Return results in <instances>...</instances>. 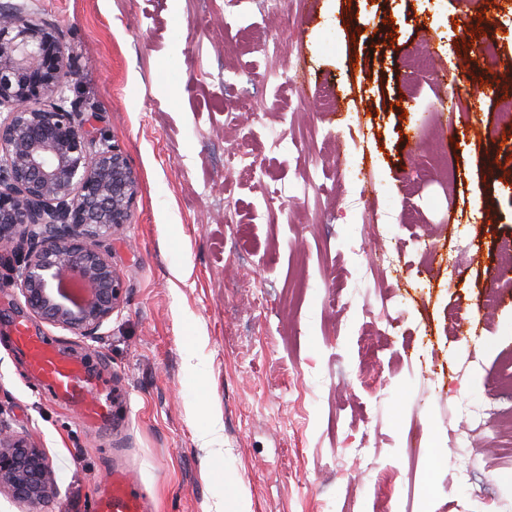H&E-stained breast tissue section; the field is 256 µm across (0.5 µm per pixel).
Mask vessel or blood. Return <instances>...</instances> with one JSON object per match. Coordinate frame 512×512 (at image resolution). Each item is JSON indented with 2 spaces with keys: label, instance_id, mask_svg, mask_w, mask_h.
Returning a JSON list of instances; mask_svg holds the SVG:
<instances>
[{
  "label": "vessel or blood",
  "instance_id": "obj_1",
  "mask_svg": "<svg viewBox=\"0 0 512 512\" xmlns=\"http://www.w3.org/2000/svg\"><path fill=\"white\" fill-rule=\"evenodd\" d=\"M15 341L27 358L29 369L48 391L58 398L79 403L84 421L94 422L105 416L106 404L92 395L87 369L82 361L60 354L47 337L17 329ZM148 503L132 473L123 469L112 472L105 490L96 492L92 512H147Z\"/></svg>",
  "mask_w": 512,
  "mask_h": 512
}]
</instances>
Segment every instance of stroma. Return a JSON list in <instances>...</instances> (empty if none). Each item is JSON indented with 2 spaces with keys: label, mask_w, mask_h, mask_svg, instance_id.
Segmentation results:
<instances>
[{
  "label": "stroma",
  "mask_w": 512,
  "mask_h": 512,
  "mask_svg": "<svg viewBox=\"0 0 512 512\" xmlns=\"http://www.w3.org/2000/svg\"><path fill=\"white\" fill-rule=\"evenodd\" d=\"M0 5L55 32L67 109L139 178L107 243L121 298L96 338L32 317L0 279V420L50 461L43 512H85L116 467L135 470L152 512H224L237 489L250 512H512V456L460 476L463 406L512 409L496 389L512 288L489 295L496 243L512 238L506 0H281L274 15L262 0ZM486 41L495 53L474 65ZM423 46L432 69H409ZM291 67L303 96L275 77ZM458 81L469 103L439 110ZM238 141L253 176L232 173ZM357 171L378 214L358 205ZM384 244L393 271L358 276L357 252ZM19 325L84 359L105 419L83 424L75 403L37 392Z\"/></svg>",
  "instance_id": "stroma-1"
}]
</instances>
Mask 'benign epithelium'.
Instances as JSON below:
<instances>
[{
  "mask_svg": "<svg viewBox=\"0 0 512 512\" xmlns=\"http://www.w3.org/2000/svg\"><path fill=\"white\" fill-rule=\"evenodd\" d=\"M64 49L0 6V257L33 317L85 337L112 317L119 284L103 243L130 223L138 179L59 98ZM45 98L57 103L40 108ZM41 512L55 486L42 449L0 423V491Z\"/></svg>",
  "mask_w": 512,
  "mask_h": 512,
  "instance_id": "benign-epithelium-1",
  "label": "benign epithelium"
}]
</instances>
